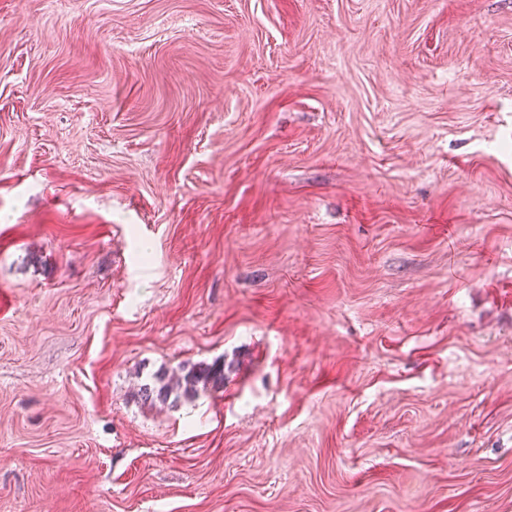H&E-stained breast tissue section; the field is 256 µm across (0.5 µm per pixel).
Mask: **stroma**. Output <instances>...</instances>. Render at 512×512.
Wrapping results in <instances>:
<instances>
[{"instance_id": "35a3bbf8", "label": "stroma", "mask_w": 512, "mask_h": 512, "mask_svg": "<svg viewBox=\"0 0 512 512\" xmlns=\"http://www.w3.org/2000/svg\"><path fill=\"white\" fill-rule=\"evenodd\" d=\"M0 512H512V0H0ZM226 378L224 362L212 364H183L151 374L140 384L137 397L151 406L165 405L174 396L173 401L180 398L193 400L197 397L200 387L204 389H222Z\"/></svg>"}]
</instances>
